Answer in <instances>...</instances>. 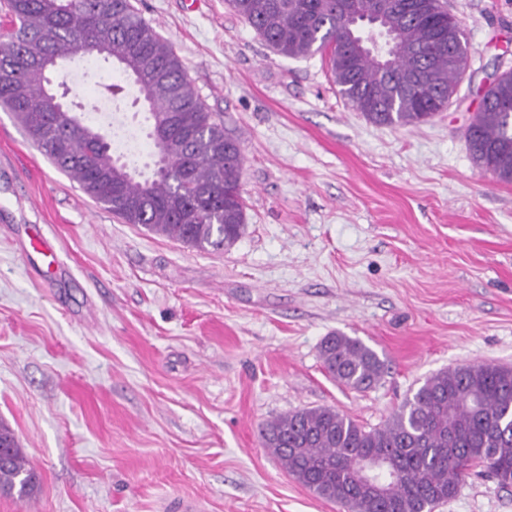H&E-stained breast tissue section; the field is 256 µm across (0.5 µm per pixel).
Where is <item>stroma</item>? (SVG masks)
I'll use <instances>...</instances> for the list:
<instances>
[{
	"mask_svg": "<svg viewBox=\"0 0 512 512\" xmlns=\"http://www.w3.org/2000/svg\"><path fill=\"white\" fill-rule=\"evenodd\" d=\"M237 138L246 224L199 252L123 223L58 171L0 106V423L40 479L0 512H343L289 476L261 422L332 407L382 426L439 370L512 367V183L462 136L512 69V0H443L469 43L450 107L377 126L324 56L273 52L225 0H131ZM52 88L92 105L131 86ZM53 245L47 268L27 227ZM361 339L379 385L331 380L320 345ZM434 512H512V486L473 474Z\"/></svg>",
	"mask_w": 512,
	"mask_h": 512,
	"instance_id": "35a3bbf8",
	"label": "stroma"
}]
</instances>
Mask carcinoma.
I'll return each instance as SVG.
<instances>
[{
  "mask_svg": "<svg viewBox=\"0 0 512 512\" xmlns=\"http://www.w3.org/2000/svg\"><path fill=\"white\" fill-rule=\"evenodd\" d=\"M378 0H227L277 54L328 58L339 93L369 122L408 127L448 109L468 63L460 24L448 28L441 0H383L391 57L359 43L348 11ZM13 30L0 45V104L29 141L96 203L125 224L200 252L232 246L246 223L242 154L201 102L181 59L131 0H7ZM112 59L147 103L149 139L167 170L135 178L136 161L86 122L74 124L50 98L47 60ZM472 161L512 183V72L483 95L464 132ZM328 375L364 392L385 361L362 340L331 334L321 343ZM287 473L345 512H433L475 469L512 485V368L471 364L427 377L382 426L366 429L331 407L301 408L260 426ZM0 492L32 497L38 478L14 434L0 426ZM359 457L384 460L392 477L378 490L354 474Z\"/></svg>",
  "mask_w": 512,
  "mask_h": 512,
  "instance_id": "carcinoma-1",
  "label": "carcinoma"
}]
</instances>
